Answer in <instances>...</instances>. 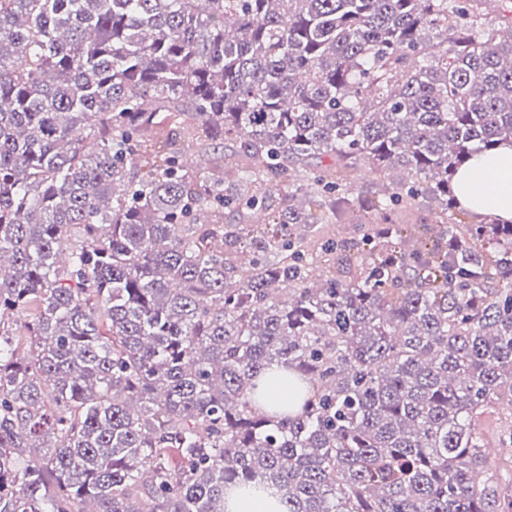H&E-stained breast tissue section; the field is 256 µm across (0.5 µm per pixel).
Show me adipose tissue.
<instances>
[{
    "instance_id": "1",
    "label": "adipose tissue",
    "mask_w": 512,
    "mask_h": 512,
    "mask_svg": "<svg viewBox=\"0 0 512 512\" xmlns=\"http://www.w3.org/2000/svg\"><path fill=\"white\" fill-rule=\"evenodd\" d=\"M455 192L466 211L512 222V142L475 154L457 171Z\"/></svg>"
}]
</instances>
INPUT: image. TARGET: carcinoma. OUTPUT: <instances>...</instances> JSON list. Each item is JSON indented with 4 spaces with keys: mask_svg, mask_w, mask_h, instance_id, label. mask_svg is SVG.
Masks as SVG:
<instances>
[{
    "mask_svg": "<svg viewBox=\"0 0 512 512\" xmlns=\"http://www.w3.org/2000/svg\"><path fill=\"white\" fill-rule=\"evenodd\" d=\"M482 2L0 0V512H512V223L455 216L512 141ZM359 159L413 180L351 199ZM368 215L354 208L344 213L341 224H325L323 233L325 237L332 238H358L359 225L365 222Z\"/></svg>",
    "mask_w": 512,
    "mask_h": 512,
    "instance_id": "cac0c4a2",
    "label": "carcinoma"
}]
</instances>
